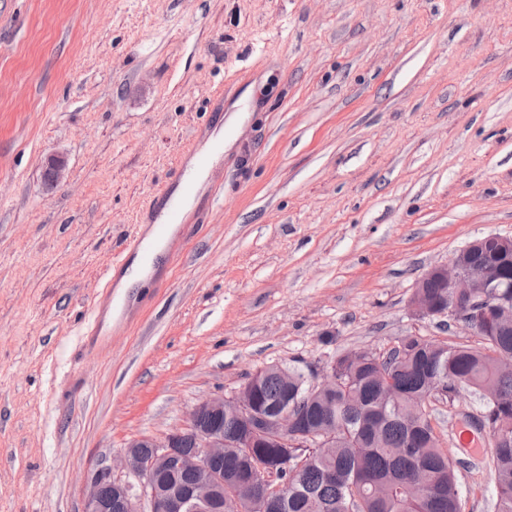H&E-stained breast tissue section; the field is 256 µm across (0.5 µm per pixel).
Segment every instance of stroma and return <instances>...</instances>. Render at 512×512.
Segmentation results:
<instances>
[{
	"label": "stroma",
	"mask_w": 512,
	"mask_h": 512,
	"mask_svg": "<svg viewBox=\"0 0 512 512\" xmlns=\"http://www.w3.org/2000/svg\"><path fill=\"white\" fill-rule=\"evenodd\" d=\"M215 112L217 203L87 350L106 268ZM489 234L512 237V0H0V512H83L90 470L266 364L477 344L410 299ZM481 411L428 409L463 512H496L488 455L456 446Z\"/></svg>",
	"instance_id": "stroma-1"
}]
</instances>
